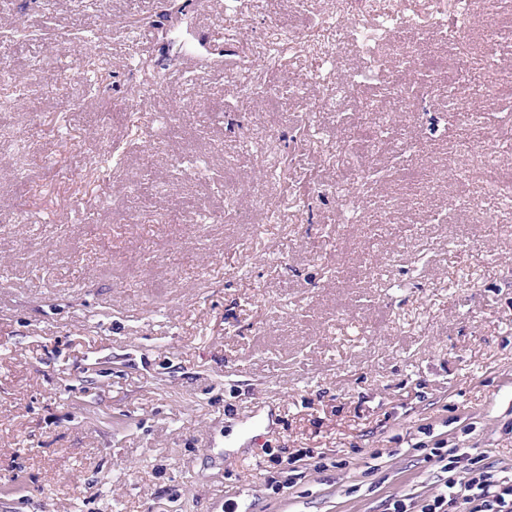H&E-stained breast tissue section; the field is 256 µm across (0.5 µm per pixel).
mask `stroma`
Segmentation results:
<instances>
[{"label":"stroma","mask_w":512,"mask_h":512,"mask_svg":"<svg viewBox=\"0 0 512 512\" xmlns=\"http://www.w3.org/2000/svg\"><path fill=\"white\" fill-rule=\"evenodd\" d=\"M180 2L0 6V512H384L438 492L437 447L512 477V202L445 162L447 92L403 111L350 83L341 37L329 81L239 110L225 69L265 54L273 18L306 20ZM315 96L351 123V100L386 111L432 188L413 198L382 153L364 197L336 194L342 132ZM147 172L178 223L136 220Z\"/></svg>","instance_id":"obj_1"}]
</instances>
